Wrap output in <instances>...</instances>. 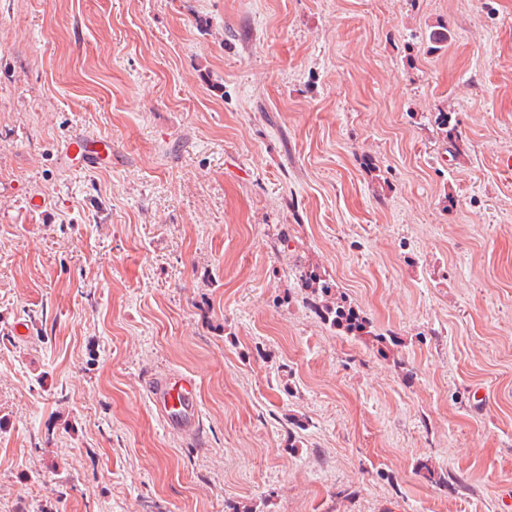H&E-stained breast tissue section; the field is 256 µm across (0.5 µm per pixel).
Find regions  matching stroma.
<instances>
[{"mask_svg":"<svg viewBox=\"0 0 512 512\" xmlns=\"http://www.w3.org/2000/svg\"><path fill=\"white\" fill-rule=\"evenodd\" d=\"M76 134L111 165L70 167ZM167 373L197 436L148 398ZM508 492L512 0H0V512ZM305 283L313 288H320L314 291L312 300L308 303L309 308L324 321L333 326L343 328L347 333L354 336H362L371 333L367 330L365 321L356 312L345 304L340 298H331L333 288L336 286L327 279H323L315 270L304 271L301 275ZM340 299V300H339ZM149 399L158 413L172 427L197 434L200 415L197 403V382L188 374L169 373L146 382Z\"/></svg>","mask_w":512,"mask_h":512,"instance_id":"1","label":"stroma"}]
</instances>
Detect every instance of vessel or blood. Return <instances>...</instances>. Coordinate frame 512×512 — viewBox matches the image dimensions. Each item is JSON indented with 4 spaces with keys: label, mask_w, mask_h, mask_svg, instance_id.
I'll list each match as a JSON object with an SVG mask.
<instances>
[{
    "label": "vessel or blood",
    "mask_w": 512,
    "mask_h": 512,
    "mask_svg": "<svg viewBox=\"0 0 512 512\" xmlns=\"http://www.w3.org/2000/svg\"><path fill=\"white\" fill-rule=\"evenodd\" d=\"M61 153L85 168H96L105 154L111 153L112 142L104 138L76 136L65 141ZM146 390L158 413L172 427L194 434L200 428L197 382L188 374L170 373L148 379Z\"/></svg>",
    "instance_id": "1"
}]
</instances>
